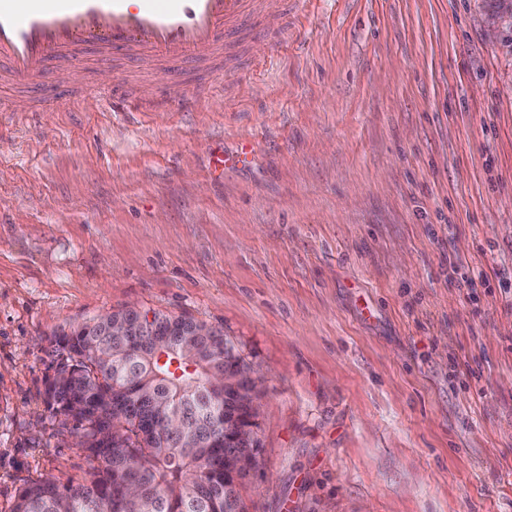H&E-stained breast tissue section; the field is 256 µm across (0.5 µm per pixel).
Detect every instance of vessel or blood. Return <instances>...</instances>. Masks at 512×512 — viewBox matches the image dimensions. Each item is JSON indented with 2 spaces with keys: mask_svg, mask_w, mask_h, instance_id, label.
Listing matches in <instances>:
<instances>
[{
  "mask_svg": "<svg viewBox=\"0 0 512 512\" xmlns=\"http://www.w3.org/2000/svg\"><path fill=\"white\" fill-rule=\"evenodd\" d=\"M281 0H0V110L72 112L69 90L37 95L34 87L51 62L73 77L85 68L78 53L95 46L100 64H155L187 93L192 110L202 92L224 77V53L242 24L263 16L274 40Z\"/></svg>",
  "mask_w": 512,
  "mask_h": 512,
  "instance_id": "vessel-or-blood-1",
  "label": "vessel or blood"
}]
</instances>
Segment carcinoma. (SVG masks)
I'll return each instance as SVG.
<instances>
[{"instance_id":"1","label":"carcinoma","mask_w":512,"mask_h":512,"mask_svg":"<svg viewBox=\"0 0 512 512\" xmlns=\"http://www.w3.org/2000/svg\"><path fill=\"white\" fill-rule=\"evenodd\" d=\"M491 20L512 34V0H498ZM136 323V335L114 336L118 318ZM183 334L156 344L154 330ZM66 369L48 383L43 400L61 428L78 436L91 466L89 478L49 476L24 484L10 512H224L242 509L238 484L224 483L223 457L210 447L224 438V418L247 414L230 403L216 378L252 371L220 329L191 318L155 312L137 322L128 309L78 325L56 340ZM227 441L228 454L257 451L253 427Z\"/></svg>"}]
</instances>
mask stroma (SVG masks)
<instances>
[{"mask_svg": "<svg viewBox=\"0 0 512 512\" xmlns=\"http://www.w3.org/2000/svg\"><path fill=\"white\" fill-rule=\"evenodd\" d=\"M492 0H289L198 111L0 112V512L89 463L55 339L118 309L266 378L244 512H512V49ZM250 148L247 163L215 166Z\"/></svg>", "mask_w": 512, "mask_h": 512, "instance_id": "35a3bbf8", "label": "stroma"}]
</instances>
